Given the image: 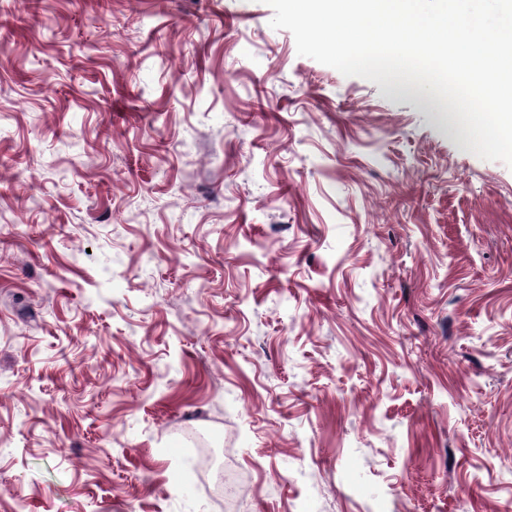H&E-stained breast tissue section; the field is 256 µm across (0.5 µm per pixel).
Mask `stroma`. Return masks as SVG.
<instances>
[{
	"mask_svg": "<svg viewBox=\"0 0 512 512\" xmlns=\"http://www.w3.org/2000/svg\"><path fill=\"white\" fill-rule=\"evenodd\" d=\"M265 0H0V512H502L512 167Z\"/></svg>",
	"mask_w": 512,
	"mask_h": 512,
	"instance_id": "obj_1",
	"label": "stroma"
}]
</instances>
